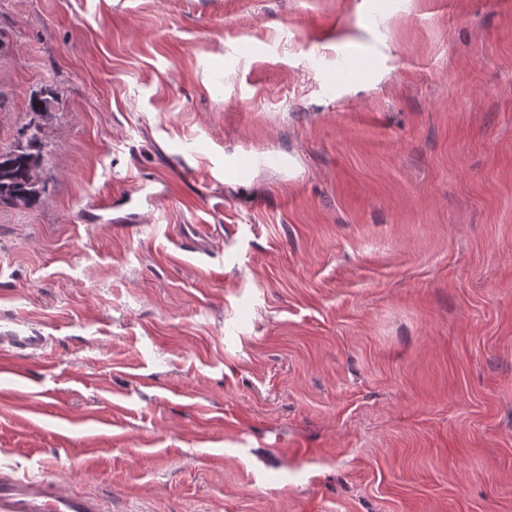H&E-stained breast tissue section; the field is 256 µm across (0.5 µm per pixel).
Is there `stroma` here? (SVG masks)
<instances>
[{"mask_svg":"<svg viewBox=\"0 0 512 512\" xmlns=\"http://www.w3.org/2000/svg\"><path fill=\"white\" fill-rule=\"evenodd\" d=\"M34 97L0 311L50 342L0 466L112 512H512V0H0V149ZM24 144L0 151V205H28L39 193L37 177L44 161L46 141L39 124L28 123Z\"/></svg>","mask_w":512,"mask_h":512,"instance_id":"1","label":"stroma"}]
</instances>
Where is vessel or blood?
<instances>
[{
  "instance_id": "vessel-or-blood-1",
  "label": "vessel or blood",
  "mask_w": 512,
  "mask_h": 512,
  "mask_svg": "<svg viewBox=\"0 0 512 512\" xmlns=\"http://www.w3.org/2000/svg\"><path fill=\"white\" fill-rule=\"evenodd\" d=\"M49 338L40 323L0 314V354L37 355ZM0 512H112L102 497L74 491L55 475L31 479L0 469Z\"/></svg>"
}]
</instances>
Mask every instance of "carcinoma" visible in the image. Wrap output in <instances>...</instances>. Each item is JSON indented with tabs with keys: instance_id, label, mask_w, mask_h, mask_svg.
I'll return each mask as SVG.
<instances>
[{
	"instance_id": "1",
	"label": "carcinoma",
	"mask_w": 512,
	"mask_h": 512,
	"mask_svg": "<svg viewBox=\"0 0 512 512\" xmlns=\"http://www.w3.org/2000/svg\"><path fill=\"white\" fill-rule=\"evenodd\" d=\"M26 128L24 143L0 151V205H27L38 196L39 183L33 173L44 161L46 141L40 125L30 122Z\"/></svg>"
}]
</instances>
